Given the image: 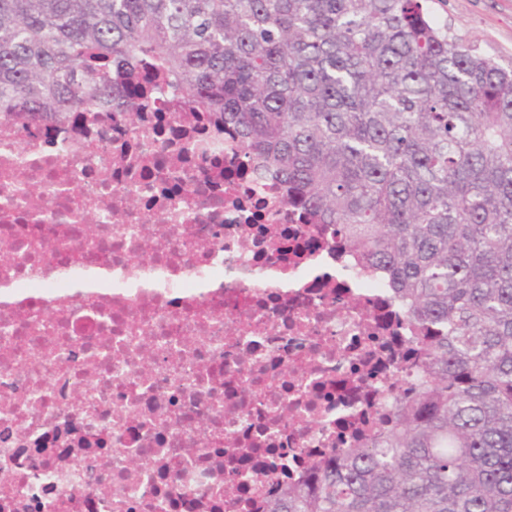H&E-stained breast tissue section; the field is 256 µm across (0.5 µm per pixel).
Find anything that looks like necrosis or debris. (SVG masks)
<instances>
[{"mask_svg":"<svg viewBox=\"0 0 512 512\" xmlns=\"http://www.w3.org/2000/svg\"><path fill=\"white\" fill-rule=\"evenodd\" d=\"M128 97L0 117V512H265L388 426L411 331L218 115Z\"/></svg>","mask_w":512,"mask_h":512,"instance_id":"1","label":"necrosis or debris"}]
</instances>
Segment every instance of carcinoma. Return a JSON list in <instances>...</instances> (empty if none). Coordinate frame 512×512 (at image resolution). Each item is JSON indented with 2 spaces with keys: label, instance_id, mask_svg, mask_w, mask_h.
Returning <instances> with one entry per match:
<instances>
[{
  "label": "carcinoma",
  "instance_id": "1",
  "mask_svg": "<svg viewBox=\"0 0 512 512\" xmlns=\"http://www.w3.org/2000/svg\"><path fill=\"white\" fill-rule=\"evenodd\" d=\"M431 0H0V114L112 104L157 61L385 272L421 352L394 423L266 512H512V67Z\"/></svg>",
  "mask_w": 512,
  "mask_h": 512
}]
</instances>
